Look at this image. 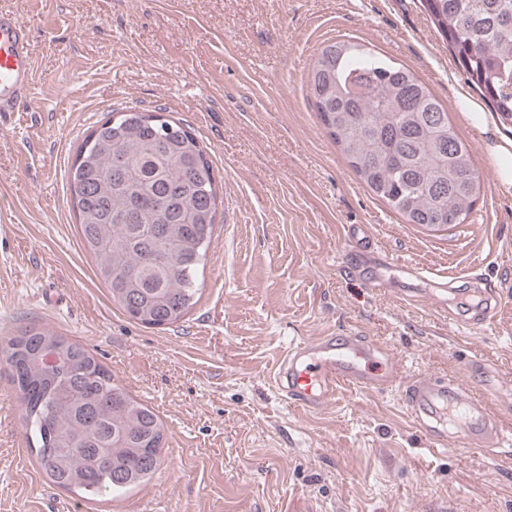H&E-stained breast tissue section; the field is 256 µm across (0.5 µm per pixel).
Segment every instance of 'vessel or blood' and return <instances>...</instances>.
I'll list each match as a JSON object with an SVG mask.
<instances>
[{
    "label": "vessel or blood",
    "instance_id": "obj_1",
    "mask_svg": "<svg viewBox=\"0 0 512 512\" xmlns=\"http://www.w3.org/2000/svg\"><path fill=\"white\" fill-rule=\"evenodd\" d=\"M32 96L29 25L0 12V114L24 110ZM345 239L359 258L366 260L378 252L369 226L350 225ZM399 270L409 279H431L440 288L457 279L446 270L432 274L409 264L400 265ZM467 277L482 284L484 304L468 319L449 314V324L464 335L490 326L499 313V288L484 283L479 273L471 271ZM274 382L286 401L309 412L324 410L347 386L375 392L399 386L414 424L435 446L453 443L478 450L512 446V436L501 428L496 414L487 410L483 396L461 389L449 379L406 377L398 357L371 343L358 330L291 344Z\"/></svg>",
    "mask_w": 512,
    "mask_h": 512
}]
</instances>
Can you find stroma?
Instances as JSON below:
<instances>
[{"label":"stroma","mask_w":512,"mask_h":512,"mask_svg":"<svg viewBox=\"0 0 512 512\" xmlns=\"http://www.w3.org/2000/svg\"><path fill=\"white\" fill-rule=\"evenodd\" d=\"M28 22L30 109L0 120V337L39 325L77 341L153 407L162 465L93 500L53 485L0 361V512H512V452H442L399 388L345 389L307 414L274 384L288 344L364 331L406 375L474 360L512 392V193L454 102L480 96L421 0H0ZM355 40L414 71L473 147L480 197L431 231L373 196L322 126L308 79L325 42ZM164 109L205 148L218 185L204 290L180 322L129 319L97 278L70 195L83 138L112 113ZM349 224L371 225L392 267L350 269ZM478 267L503 283L495 322L461 337L446 312L401 295L396 266Z\"/></svg>","instance_id":"obj_1"}]
</instances>
